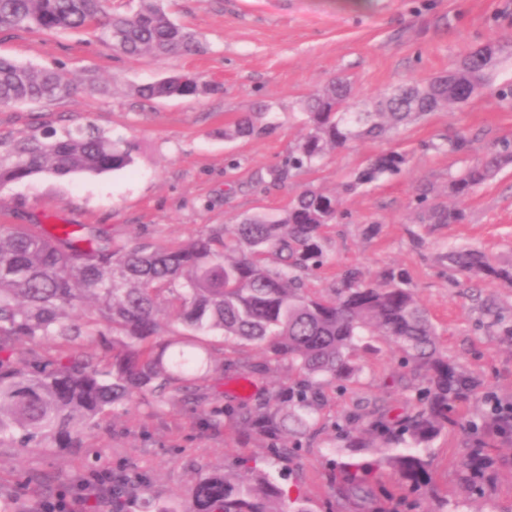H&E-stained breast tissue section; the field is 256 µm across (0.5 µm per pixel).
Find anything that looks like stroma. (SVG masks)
Returning <instances> with one entry per match:
<instances>
[{
    "instance_id": "stroma-1",
    "label": "stroma",
    "mask_w": 512,
    "mask_h": 512,
    "mask_svg": "<svg viewBox=\"0 0 512 512\" xmlns=\"http://www.w3.org/2000/svg\"><path fill=\"white\" fill-rule=\"evenodd\" d=\"M172 17L192 30L199 53L159 62L129 60L83 32L0 34V55L58 71L72 94L50 104L0 105V141L40 135L65 126L94 125L137 143L134 164L99 176L35 178L0 188V224H88L129 243L185 241L253 214L276 215L300 188L339 191L342 182L378 153L393 148L408 162L396 175L363 185L342 205L343 216L325 242L327 264L311 288L326 292L345 269L377 275L403 273L429 312L441 347L479 383L461 407L463 427L432 447L433 493L416 497L412 512H439L440 498L467 496L459 464L473 440L483 437L489 398L512 403V288L468 279L443 255L453 246H477L512 258V166L466 201L459 224H423L417 195L429 204H452L448 178L502 138L512 139V102L494 86L512 81V0H166ZM504 47L491 85L466 103L434 112L401 128L391 139H366L327 152L309 171L276 184L304 133L302 100L340 77L362 96L448 71L488 41ZM191 72L223 84L196 98L140 100L135 90L174 72ZM109 84L101 91L89 77ZM245 112L259 113L258 133L225 139L224 127ZM464 133L468 153L442 150L445 138ZM357 357L359 376L326 388L321 430L288 462L265 443L243 441L224 418L225 406L243 403L232 375L216 354L209 378L216 394L204 404L178 399L120 405L85 431L79 447L44 452L0 446V506L37 512L39 484L72 490L91 473L112 469L130 479L126 512H156L159 502L180 506L197 477L223 472L239 455L267 469L299 474L313 512H349L333 485L336 460L370 459L368 451L340 448L336 425L384 399L387 409L409 408L419 385L403 355L371 336ZM497 478L486 490L496 512H512V440L496 443Z\"/></svg>"
}]
</instances>
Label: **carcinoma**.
I'll use <instances>...</instances> for the list:
<instances>
[{"label": "carcinoma", "instance_id": "1", "mask_svg": "<svg viewBox=\"0 0 512 512\" xmlns=\"http://www.w3.org/2000/svg\"><path fill=\"white\" fill-rule=\"evenodd\" d=\"M89 31L130 59L200 50L164 0H137L129 13L109 12L105 0H0V32ZM489 42L454 69L429 81H410L363 98L352 109V89L336 78L303 104L307 133L288 154V169L312 168L328 150L366 137L384 138L420 117L470 99L488 84ZM219 87L195 76L171 74L136 89L147 101L198 97ZM71 93L48 68L0 56V102L47 103ZM258 131L250 113L224 128V138ZM137 145L93 127L24 137L0 152V187L36 176L100 175L130 167ZM406 162L397 151L379 154L345 183L343 192L396 174ZM512 165V143L475 159L451 177L452 206L432 205L422 224H456L479 186ZM341 197L307 187L280 215L255 214L164 245L118 241L91 226L0 224V444L23 448H76L104 411L135 397L163 402L203 401L211 362L224 344L254 345L288 361L293 386L267 391L251 406L228 409L239 434L267 443L286 460L288 446L317 431L322 387L356 377L353 360L364 336H382L404 353L427 387L409 413L392 419L376 402L338 426L346 448H372L370 462L342 461L341 495L376 512L370 477L389 470L415 491L431 485L428 448L458 424L455 404L473 398L477 381L440 348L437 329L403 277L389 270L381 281L348 268L328 297L308 292L306 279L326 263L325 230L336 223ZM459 272L512 287V263L475 248L445 255ZM175 339L160 350L155 340ZM224 367L245 379L266 366L239 358ZM489 440L469 448L460 480L483 489L494 481L491 440L512 434L507 416L492 412ZM158 512H312L300 487H284L253 458L240 457L224 473L201 475L184 507Z\"/></svg>", "mask_w": 512, "mask_h": 512}]
</instances>
